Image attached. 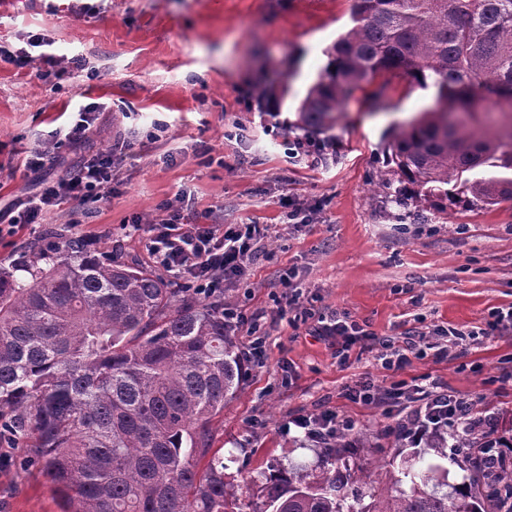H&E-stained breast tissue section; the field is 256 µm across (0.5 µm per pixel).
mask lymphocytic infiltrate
<instances>
[{
  "instance_id": "obj_1",
  "label": "lymphocytic infiltrate",
  "mask_w": 512,
  "mask_h": 512,
  "mask_svg": "<svg viewBox=\"0 0 512 512\" xmlns=\"http://www.w3.org/2000/svg\"><path fill=\"white\" fill-rule=\"evenodd\" d=\"M117 165L111 154L95 155L65 176L45 184L35 195L18 201L16 213L8 230L22 224H37L48 213L68 201L96 203L112 195V185L118 182ZM147 235V248L157 264L175 279L195 286L207 296H220L230 281L241 282L249 276L250 264L258 254L267 228L256 224L223 227L203 224L198 218L170 214L146 223L135 221L128 237ZM421 405L412 413L404 429L414 441H421L428 432L457 424L471 431L483 425L472 413L470 404L447 391L423 390Z\"/></svg>"
}]
</instances>
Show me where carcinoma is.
Listing matches in <instances>:
<instances>
[{
    "label": "carcinoma",
    "mask_w": 512,
    "mask_h": 512,
    "mask_svg": "<svg viewBox=\"0 0 512 512\" xmlns=\"http://www.w3.org/2000/svg\"><path fill=\"white\" fill-rule=\"evenodd\" d=\"M350 17L301 126H329L383 74L432 86L438 107L394 136L376 188L408 184L441 214L512 202V0H351ZM30 275L0 267V444L27 449L64 512H512L504 455L475 457L458 487L440 465L410 468L406 491L350 465L339 437L314 469L283 465L240 504L210 454L243 369L219 304L69 241Z\"/></svg>",
    "instance_id": "1"
}]
</instances>
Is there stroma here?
I'll list each match as a JSON object with an SVG mask.
<instances>
[{"instance_id": "1", "label": "stroma", "mask_w": 512, "mask_h": 512, "mask_svg": "<svg viewBox=\"0 0 512 512\" xmlns=\"http://www.w3.org/2000/svg\"><path fill=\"white\" fill-rule=\"evenodd\" d=\"M350 26V0H0V44L17 50L38 34L58 58L51 66L0 63V208L93 155L133 146L114 197L66 203L44 223L0 235V266L27 279L26 261L47 242L91 233L98 252L153 267L145 240L125 237L122 226L183 203L210 224L272 228L249 279L224 288L226 304L264 314L268 333L263 363L245 364L212 428V447L242 500L269 467L316 462L321 444L291 422L328 410L353 421L357 461L382 458L386 477L402 478L417 454L440 461L397 436L398 407L344 397L364 376L382 389L447 388L512 439V325L464 349L449 344L444 358L427 349L402 370L381 366L387 345H401L405 333L475 330L512 306V204L439 214L416 199L398 201L394 190L374 192L394 132L433 105L434 88L380 77L330 127H299L301 101ZM77 54L84 70L70 62ZM262 88L273 98L260 99ZM89 103L99 107L90 130L57 143L56 130ZM299 138L325 148L289 157ZM39 144L53 147V160L26 172ZM287 198L309 224L288 226ZM335 312L378 335L353 347L343 367L335 339L313 332L316 317ZM21 454L0 447V512H62L39 468L19 467ZM443 464L449 484L469 482L464 449L449 448Z\"/></svg>"}]
</instances>
